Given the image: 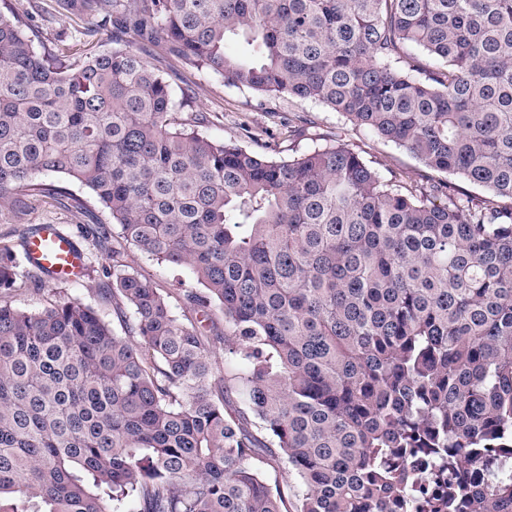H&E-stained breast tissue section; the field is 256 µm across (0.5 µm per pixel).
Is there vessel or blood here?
<instances>
[{
  "label": "vessel or blood",
  "instance_id": "1",
  "mask_svg": "<svg viewBox=\"0 0 512 512\" xmlns=\"http://www.w3.org/2000/svg\"><path fill=\"white\" fill-rule=\"evenodd\" d=\"M30 265L54 280H75L84 271V258L74 239L57 225L46 224L24 246Z\"/></svg>",
  "mask_w": 512,
  "mask_h": 512
}]
</instances>
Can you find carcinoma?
Instances as JSON below:
<instances>
[{"label":"carcinoma","mask_w":512,"mask_h":512,"mask_svg":"<svg viewBox=\"0 0 512 512\" xmlns=\"http://www.w3.org/2000/svg\"><path fill=\"white\" fill-rule=\"evenodd\" d=\"M83 2L125 48L39 53L0 14V198L80 182L121 241L190 270L187 304L224 333L178 319L106 237L100 298L126 335L78 299L0 305V512H285L277 457L294 512L404 509L420 462L442 486L424 512H512V0ZM159 43L423 170L339 136L286 161L174 123L140 52ZM17 285L36 283L0 248ZM276 472L271 469L273 478L276 475L280 490L285 495V507L292 512V503L295 499L294 495L300 487V479L297 473L288 467L284 462L273 464Z\"/></svg>","instance_id":"1"}]
</instances>
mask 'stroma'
<instances>
[{
  "instance_id": "obj_1",
  "label": "stroma",
  "mask_w": 512,
  "mask_h": 512,
  "mask_svg": "<svg viewBox=\"0 0 512 512\" xmlns=\"http://www.w3.org/2000/svg\"><path fill=\"white\" fill-rule=\"evenodd\" d=\"M0 14L18 17L25 34L40 52L65 40L81 60L113 47L111 27H102L92 36L83 35L88 16L78 9L62 11L56 0H0ZM145 55L175 92L179 102L174 114L176 121L199 118V131L211 138L232 140L247 150L285 159L312 147L316 137H329L341 130L347 140L357 145L362 156L378 162L382 171L412 176L421 168L415 158L393 143L347 129L343 119L322 104L285 97L267 99L249 89L225 84L222 77L188 66L154 46L146 48ZM292 120L300 123L293 136L288 133ZM266 128L274 131V138L263 136ZM37 180L60 187L65 199L37 198L25 188L9 190L5 203L0 204V247L18 246L22 234L39 224L60 225L84 250L91 247L83 236L86 226L97 224L110 235H117V226L88 188L60 174H41ZM93 261L95 273L76 283L44 277L34 289L0 288V304L37 312L56 300L76 298L98 308L114 331L123 333V326L114 319L111 308L101 305L98 295L99 289L112 285L111 279L101 273L102 267L111 266L112 260L100 253L94 255ZM123 261L128 270L151 280L162 290L175 316L187 313L184 293L195 285L187 269L160 263L132 245L126 246Z\"/></svg>"
}]
</instances>
